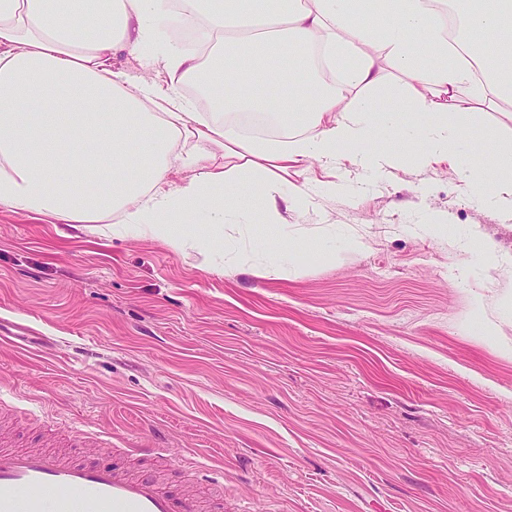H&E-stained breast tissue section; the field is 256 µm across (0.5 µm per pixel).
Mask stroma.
Here are the masks:
<instances>
[{
	"instance_id": "35a3bbf8",
	"label": "stroma",
	"mask_w": 512,
	"mask_h": 512,
	"mask_svg": "<svg viewBox=\"0 0 512 512\" xmlns=\"http://www.w3.org/2000/svg\"><path fill=\"white\" fill-rule=\"evenodd\" d=\"M461 164L286 174L343 186L289 212L333 258L296 252L286 278L1 208L0 448L121 465L156 444L169 467L140 473L223 512H512V269L465 250L512 255V211Z\"/></svg>"
}]
</instances>
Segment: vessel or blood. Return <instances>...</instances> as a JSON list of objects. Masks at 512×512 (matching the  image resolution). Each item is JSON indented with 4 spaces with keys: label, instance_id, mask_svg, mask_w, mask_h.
I'll return each mask as SVG.
<instances>
[{
    "label": "vessel or blood",
    "instance_id": "b4317fda",
    "mask_svg": "<svg viewBox=\"0 0 512 512\" xmlns=\"http://www.w3.org/2000/svg\"><path fill=\"white\" fill-rule=\"evenodd\" d=\"M0 512H203V502L118 465L0 449Z\"/></svg>",
    "mask_w": 512,
    "mask_h": 512
}]
</instances>
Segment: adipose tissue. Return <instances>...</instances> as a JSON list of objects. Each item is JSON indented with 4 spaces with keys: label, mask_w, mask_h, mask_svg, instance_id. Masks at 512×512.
<instances>
[{
    "label": "adipose tissue",
    "mask_w": 512,
    "mask_h": 512,
    "mask_svg": "<svg viewBox=\"0 0 512 512\" xmlns=\"http://www.w3.org/2000/svg\"><path fill=\"white\" fill-rule=\"evenodd\" d=\"M436 0H0V208L61 224L135 229L170 251L198 249L206 224H286L303 187L282 173L342 160L381 170L418 151L456 154L473 113L449 102L512 104V0H470L460 43ZM319 49L337 81L319 86L304 58ZM124 52L144 75L112 67ZM163 67L171 87L149 78ZM206 75L213 111L180 93ZM431 86L430 95L417 94ZM383 96L411 119L398 125ZM268 112L304 137L243 139L223 108ZM401 148L386 150L392 137ZM232 157L214 170L215 156ZM192 169L194 177L178 174ZM460 176L512 209V136Z\"/></svg>",
    "instance_id": "1"
}]
</instances>
